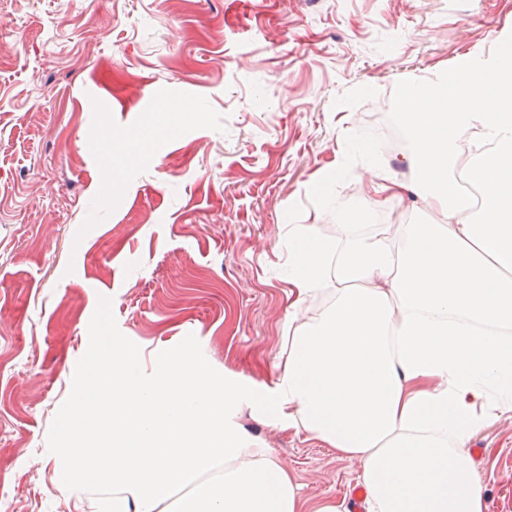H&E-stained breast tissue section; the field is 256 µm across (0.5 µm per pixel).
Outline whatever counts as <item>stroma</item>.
I'll return each instance as SVG.
<instances>
[{"label": "stroma", "instance_id": "obj_1", "mask_svg": "<svg viewBox=\"0 0 512 512\" xmlns=\"http://www.w3.org/2000/svg\"><path fill=\"white\" fill-rule=\"evenodd\" d=\"M511 30L512 0H0V512H68L45 451L113 337L271 386L289 231L438 221L409 198L363 213L364 159L339 143ZM125 134L152 144L115 170L90 140ZM238 422L345 512L357 461L248 406ZM472 450L486 512H512V418Z\"/></svg>", "mask_w": 512, "mask_h": 512}]
</instances>
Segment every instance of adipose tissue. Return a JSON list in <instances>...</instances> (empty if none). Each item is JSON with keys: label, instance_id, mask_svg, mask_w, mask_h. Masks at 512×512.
<instances>
[{"label": "adipose tissue", "instance_id": "adipose-tissue-1", "mask_svg": "<svg viewBox=\"0 0 512 512\" xmlns=\"http://www.w3.org/2000/svg\"><path fill=\"white\" fill-rule=\"evenodd\" d=\"M405 100L416 182L373 169L366 206L420 191L439 223L393 236L340 224L332 245L290 236L294 326L266 392L181 349L143 366L113 340L85 364L47 451L66 487L111 486L105 512H310L240 430L247 405L358 460L367 512H485L470 449L512 417V56L465 57Z\"/></svg>", "mask_w": 512, "mask_h": 512}]
</instances>
